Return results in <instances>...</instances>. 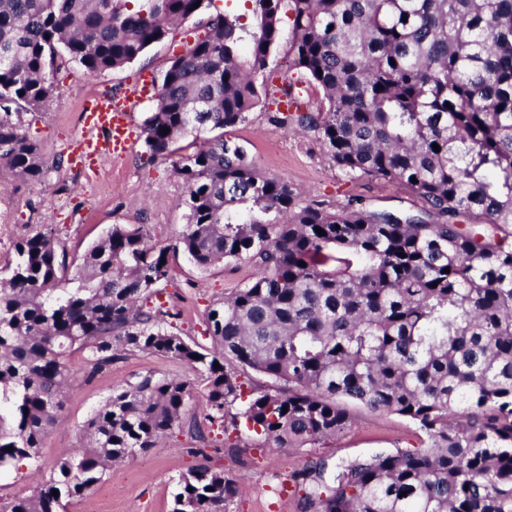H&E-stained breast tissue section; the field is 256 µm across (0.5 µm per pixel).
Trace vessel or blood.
Instances as JSON below:
<instances>
[{
	"mask_svg": "<svg viewBox=\"0 0 512 512\" xmlns=\"http://www.w3.org/2000/svg\"><path fill=\"white\" fill-rule=\"evenodd\" d=\"M152 87L151 80L146 78L122 93L98 92L84 101L83 131L73 151L78 166L94 167L103 160L123 157L130 146L132 113Z\"/></svg>",
	"mask_w": 512,
	"mask_h": 512,
	"instance_id": "b4317fda",
	"label": "vessel or blood"
}]
</instances>
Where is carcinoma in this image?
<instances>
[{
  "label": "carcinoma",
  "instance_id": "obj_1",
  "mask_svg": "<svg viewBox=\"0 0 512 512\" xmlns=\"http://www.w3.org/2000/svg\"><path fill=\"white\" fill-rule=\"evenodd\" d=\"M126 2L0 0L1 164L45 176L12 114L45 105L59 59L91 75L123 68L212 0H143L136 12ZM284 10L302 79L270 88L256 76ZM207 26L170 61L143 135L187 188L173 248L202 270L253 268L208 312L220 356L149 306L170 247L144 226L112 225L73 271L51 226L17 242L0 268V467L38 461L76 347L94 373L139 351L194 377L148 372L114 390L85 444L0 512H60L91 494L109 464L180 427L198 380L211 424L229 415L274 449L336 438L347 402L424 434L422 448L338 463L330 479L324 461L293 472L303 512H512V0H255L250 24L225 12ZM303 81L320 91L314 108ZM269 105L272 123L313 134L344 176L403 186L413 209L353 197L328 207L260 169L224 130ZM188 137L202 145L182 154ZM247 368L273 385L246 392ZM178 485L171 512H230L240 490L207 465Z\"/></svg>",
  "mask_w": 512,
  "mask_h": 512
}]
</instances>
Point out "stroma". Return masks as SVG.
<instances>
[{"label": "stroma", "mask_w": 512, "mask_h": 512, "mask_svg": "<svg viewBox=\"0 0 512 512\" xmlns=\"http://www.w3.org/2000/svg\"><path fill=\"white\" fill-rule=\"evenodd\" d=\"M206 22L203 13L177 22L167 38L151 45L141 59L96 77L88 76L77 63L65 62L55 75L53 98L39 111L21 113V133L36 143L50 165L42 180L32 181L0 164V212L8 217L7 227L0 230V268L12 261L18 241L47 224L74 263L115 224H145L154 242L162 246L175 242L185 222L186 186L170 163L148 159L141 130L153 108L152 100L143 101L133 114L136 133L123 159L103 162L92 172L72 164L69 155L82 132L84 98L98 90H124L143 72L160 78L174 55L204 35ZM227 135L244 143L260 168L283 177L317 201L332 204L357 196L377 209L410 206L409 193L393 183L371 177L346 178L313 135L275 125L265 108H256L247 123L228 130ZM108 178L121 181L122 191L102 192ZM250 274V266L243 263H219L203 271L183 252L173 253L171 281L162 290L170 323L184 338L210 347L205 333L207 308L241 287ZM69 362L77 377L65 389L60 423L45 438L36 466L0 469V499L31 494L49 476L60 455L79 448L83 424L114 389L150 371L169 376L185 372L178 362L140 352L126 354L97 372L92 371L83 350H74ZM349 411L352 423L336 438L275 452L245 428L210 424L202 395H194L179 429L157 447L107 470L104 482L124 490L114 499L112 512H171L179 476L204 462L243 483L232 512H300L301 493L288 479L293 471L320 460L332 467L423 445V434L398 415L371 413L356 405Z\"/></svg>", "instance_id": "35a3bbf8"}]
</instances>
